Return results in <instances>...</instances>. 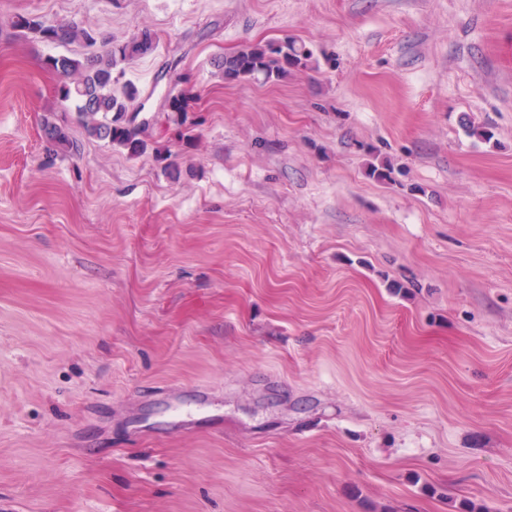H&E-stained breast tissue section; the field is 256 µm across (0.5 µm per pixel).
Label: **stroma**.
<instances>
[{
  "label": "stroma",
  "mask_w": 512,
  "mask_h": 512,
  "mask_svg": "<svg viewBox=\"0 0 512 512\" xmlns=\"http://www.w3.org/2000/svg\"><path fill=\"white\" fill-rule=\"evenodd\" d=\"M20 16L154 33L149 151H55ZM0 512H512V0H0ZM284 41L275 42L279 46ZM312 62V52L294 39L286 40L285 45L274 47L269 42H256L225 56L217 62L230 83L248 81L262 77L264 81H280L294 70L308 68ZM193 99L194 94L190 90H181L176 94H170L167 103L168 120L180 127L186 126Z\"/></svg>",
  "instance_id": "stroma-1"
}]
</instances>
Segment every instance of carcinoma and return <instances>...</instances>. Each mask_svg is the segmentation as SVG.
<instances>
[{
    "label": "carcinoma",
    "instance_id": "carcinoma-1",
    "mask_svg": "<svg viewBox=\"0 0 512 512\" xmlns=\"http://www.w3.org/2000/svg\"><path fill=\"white\" fill-rule=\"evenodd\" d=\"M14 28L32 32L41 40L54 44L84 42L92 46L96 43V38L74 23L47 25L36 18L21 16L14 22ZM155 48L153 33L143 29L125 42H105L104 49L98 53L80 58L58 55L47 59L49 67L64 77L57 89L59 102L65 110L74 108V120L87 137L120 147L131 155L146 151L145 124H136L128 118L130 102L137 97L138 88L129 83L122 96L113 95L112 71L118 63L149 55ZM311 62L312 52L304 44L288 39L279 47L262 41L252 43L219 60L217 67L222 70L224 80L230 83L258 78L280 81L294 70L309 67ZM193 99L194 94L189 90L170 95L168 120L180 127L186 125ZM42 131L56 150L62 153L79 150V143L69 134L67 121L47 119ZM156 159L170 179L180 180L182 170L170 160L169 154L158 148Z\"/></svg>",
    "mask_w": 512,
    "mask_h": 512
}]
</instances>
